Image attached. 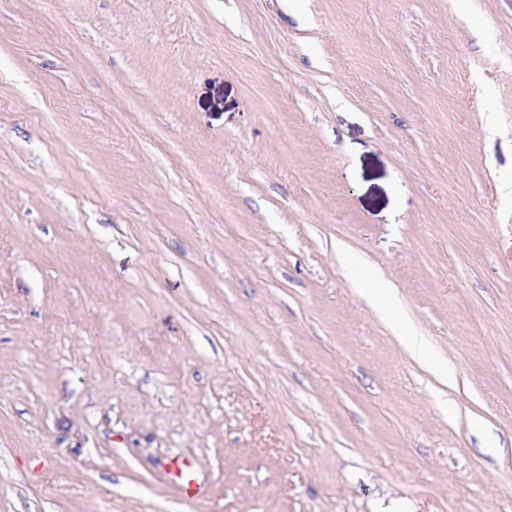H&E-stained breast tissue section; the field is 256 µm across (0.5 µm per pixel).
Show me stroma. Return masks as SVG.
I'll return each instance as SVG.
<instances>
[{
	"label": "stroma",
	"instance_id": "35a3bbf8",
	"mask_svg": "<svg viewBox=\"0 0 512 512\" xmlns=\"http://www.w3.org/2000/svg\"><path fill=\"white\" fill-rule=\"evenodd\" d=\"M0 512H512V0H0ZM370 288H372L370 293L372 298L377 301L392 318H394L388 304L387 293L384 291L386 289L383 287H377L375 285L371 286ZM395 323V328L399 333V338L404 343L407 351L412 355V357L421 360L423 358V353L417 340L413 336H409V334L406 332V329L401 324H399L397 320H395ZM168 478L177 484L188 499H203L209 492L206 474L196 467L192 460L174 458L164 465Z\"/></svg>",
	"mask_w": 512,
	"mask_h": 512
}]
</instances>
